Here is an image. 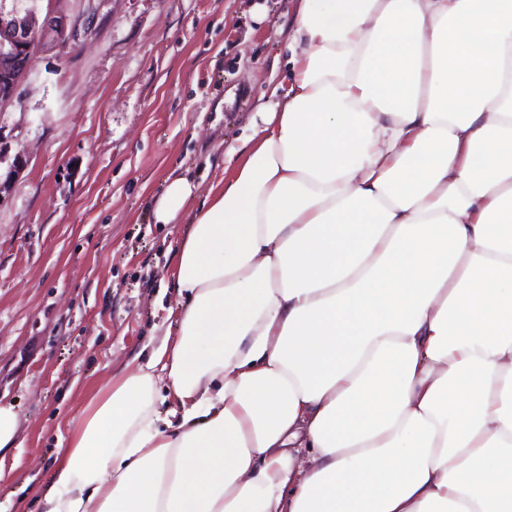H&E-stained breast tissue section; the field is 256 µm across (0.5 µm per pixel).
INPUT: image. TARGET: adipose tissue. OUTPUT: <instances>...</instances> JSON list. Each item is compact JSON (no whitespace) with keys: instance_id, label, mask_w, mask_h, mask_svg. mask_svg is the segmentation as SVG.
I'll return each instance as SVG.
<instances>
[{"instance_id":"ef3b65f1","label":"adipose tissue","mask_w":512,"mask_h":512,"mask_svg":"<svg viewBox=\"0 0 512 512\" xmlns=\"http://www.w3.org/2000/svg\"><path fill=\"white\" fill-rule=\"evenodd\" d=\"M287 83L170 179L176 335L38 512H512V0H301Z\"/></svg>"}]
</instances>
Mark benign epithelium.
Here are the masks:
<instances>
[{"label":"benign epithelium","mask_w":512,"mask_h":512,"mask_svg":"<svg viewBox=\"0 0 512 512\" xmlns=\"http://www.w3.org/2000/svg\"><path fill=\"white\" fill-rule=\"evenodd\" d=\"M75 28L66 17L48 15L41 21L33 8L8 9L4 0L0 3V109L14 101L17 86L30 73L47 38L66 43Z\"/></svg>","instance_id":"benign-epithelium-1"}]
</instances>
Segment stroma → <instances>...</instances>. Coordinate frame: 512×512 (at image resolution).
<instances>
[{"mask_svg": "<svg viewBox=\"0 0 512 512\" xmlns=\"http://www.w3.org/2000/svg\"><path fill=\"white\" fill-rule=\"evenodd\" d=\"M18 0L79 21L0 109V397L21 448L0 501L34 512L66 424L107 372L162 338L185 232L151 205L185 176L208 191L280 79L298 0ZM26 166L11 174L15 155Z\"/></svg>", "mask_w": 512, "mask_h": 512, "instance_id": "1", "label": "stroma"}]
</instances>
